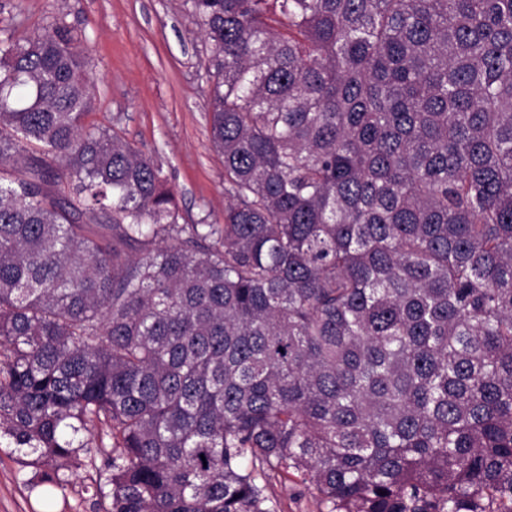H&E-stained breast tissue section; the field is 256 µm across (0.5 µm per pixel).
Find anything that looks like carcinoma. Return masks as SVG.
<instances>
[{
  "label": "carcinoma",
  "instance_id": "obj_1",
  "mask_svg": "<svg viewBox=\"0 0 512 512\" xmlns=\"http://www.w3.org/2000/svg\"><path fill=\"white\" fill-rule=\"evenodd\" d=\"M192 8L222 224L0 38V440L103 512H512V0ZM272 491L277 503V512H318L316 493L301 483L292 474L278 476L272 480Z\"/></svg>",
  "mask_w": 512,
  "mask_h": 512
}]
</instances>
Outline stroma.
Wrapping results in <instances>:
<instances>
[{
  "mask_svg": "<svg viewBox=\"0 0 512 512\" xmlns=\"http://www.w3.org/2000/svg\"><path fill=\"white\" fill-rule=\"evenodd\" d=\"M62 20L93 61L97 98L89 123L113 128L162 165L186 222L224 221V164L209 138L208 47L191 0H0V29L27 34ZM41 467L0 447V512H97L80 486L97 467L76 470L66 499L46 507ZM277 512H319L314 490L288 474L272 481Z\"/></svg>",
  "mask_w": 512,
  "mask_h": 512,
  "instance_id": "stroma-1",
  "label": "stroma"
}]
</instances>
